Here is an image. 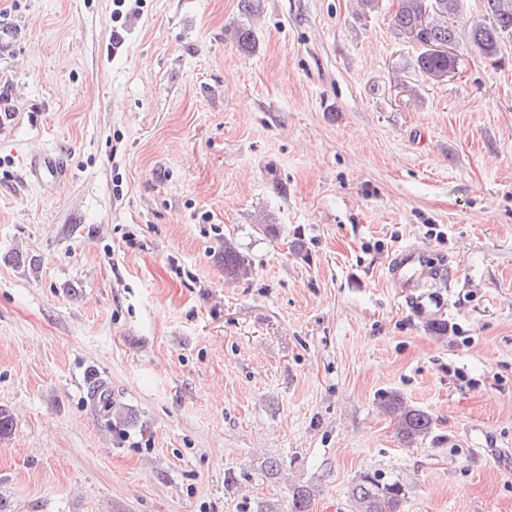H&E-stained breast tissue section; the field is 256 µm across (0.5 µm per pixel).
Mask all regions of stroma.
<instances>
[{"instance_id":"stroma-1","label":"stroma","mask_w":512,"mask_h":512,"mask_svg":"<svg viewBox=\"0 0 512 512\" xmlns=\"http://www.w3.org/2000/svg\"><path fill=\"white\" fill-rule=\"evenodd\" d=\"M397 7L126 0L116 22L113 0H0L10 512H288L295 485L349 512L374 469L410 486L401 512H512V37L484 58L462 0L434 83ZM41 150L62 186L24 180ZM404 248L446 267L423 313L386 276ZM392 391L431 413L423 442ZM250 260L238 248L232 238L224 237V275L237 279L250 271ZM381 408L398 418L397 435L410 443L422 442L433 428L432 415L422 409L413 407L397 393L384 395Z\"/></svg>"}]
</instances>
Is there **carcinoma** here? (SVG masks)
Masks as SVG:
<instances>
[{
    "mask_svg": "<svg viewBox=\"0 0 512 512\" xmlns=\"http://www.w3.org/2000/svg\"><path fill=\"white\" fill-rule=\"evenodd\" d=\"M484 20L472 24L469 39L485 58H497L501 41L512 36V0H482ZM459 11V0H398L395 29L421 48L416 57L420 73L434 82H443L457 67L455 57L439 53L456 39L452 23ZM250 260L231 238H224V275L237 279L250 271ZM381 408L398 418L397 435L403 441L421 442L433 428L432 415L413 407L397 394L383 396ZM408 487L382 470L363 473L349 490L350 512H401ZM313 490L308 486L291 488V512H308Z\"/></svg>",
    "mask_w": 512,
    "mask_h": 512,
    "instance_id": "carcinoma-1",
    "label": "carcinoma"
}]
</instances>
